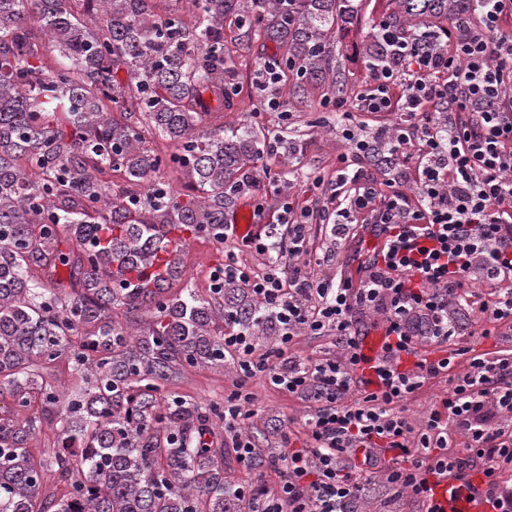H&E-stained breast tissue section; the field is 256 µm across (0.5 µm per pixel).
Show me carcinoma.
Instances as JSON below:
<instances>
[{"mask_svg":"<svg viewBox=\"0 0 512 512\" xmlns=\"http://www.w3.org/2000/svg\"><path fill=\"white\" fill-rule=\"evenodd\" d=\"M193 2L188 17L161 0H0V396L13 403L0 411V512L256 508L211 440L224 406L168 390L224 362V325L273 332L272 314L236 281L170 293L186 236L224 243L225 210L258 163L274 159L277 179L302 163L274 130L219 123L239 94L224 28L281 50L261 95L327 106L348 94L333 45L359 9ZM389 2L366 36L371 71L397 67L406 43L436 44L476 7ZM63 359L81 378L66 400L39 373ZM43 422L56 423L57 446L36 454ZM50 475L58 495L44 493Z\"/></svg>","mask_w":512,"mask_h":512,"instance_id":"carcinoma-1","label":"carcinoma"}]
</instances>
